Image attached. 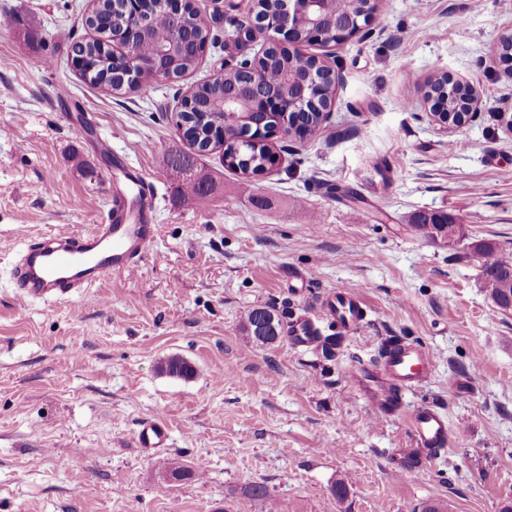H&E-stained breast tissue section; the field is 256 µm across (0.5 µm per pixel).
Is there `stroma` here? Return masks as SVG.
<instances>
[{"label":"stroma","instance_id":"stroma-1","mask_svg":"<svg viewBox=\"0 0 512 512\" xmlns=\"http://www.w3.org/2000/svg\"><path fill=\"white\" fill-rule=\"evenodd\" d=\"M218 16L197 66L120 95L83 81L72 46L92 37V0H0V512H502L512 506V312L488 297L468 242L512 255V65L495 47L512 0H380L331 55L342 81L320 131L280 134L279 164L247 177L200 157L207 197L187 203L170 115L222 72L225 32L248 0H192ZM469 81L481 113L449 131L424 92ZM65 87L68 100L56 97ZM464 142L461 151L452 142ZM156 189L155 239L138 274L115 273L65 303L19 305L10 263L23 239L84 232L130 180ZM462 224L451 245L419 213ZM348 289L366 319L332 355L244 328L266 307L290 322ZM425 347L433 377L405 400L448 417L446 448L393 470L412 445L405 413L374 422L349 373L391 343ZM178 355L196 369L162 373ZM167 424L168 447L136 444ZM176 460L193 475L169 479ZM345 482L346 498L333 492ZM255 485L262 498L248 497ZM439 221L434 223L433 221ZM431 222L430 224L428 222ZM448 215L445 214H421L418 215L415 221V227L418 231L426 236L434 238L436 236L443 238L448 236Z\"/></svg>","mask_w":512,"mask_h":512}]
</instances>
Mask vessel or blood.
Segmentation results:
<instances>
[{
    "label": "vessel or blood",
    "instance_id": "1",
    "mask_svg": "<svg viewBox=\"0 0 512 512\" xmlns=\"http://www.w3.org/2000/svg\"><path fill=\"white\" fill-rule=\"evenodd\" d=\"M134 190L140 209L132 222L117 224L108 216L88 232L75 233L61 227L50 235L28 241L11 270L18 301H67L112 273H137L154 240L155 227L148 219L152 185L142 179L135 182ZM323 304L344 330H353L362 318L361 304L350 291L333 290ZM318 334L315 321L307 316L288 326V336L298 346L312 345ZM434 364L431 351L399 345L392 348L380 368L361 366L351 372L350 380L368 400L375 417L383 419L399 412L402 390L426 381ZM409 427L414 445L399 449L398 459H421L427 452L448 445V419L433 405L414 407L409 414ZM167 439L166 426L152 420L143 423L137 434L142 448L165 447Z\"/></svg>",
    "mask_w": 512,
    "mask_h": 512
}]
</instances>
